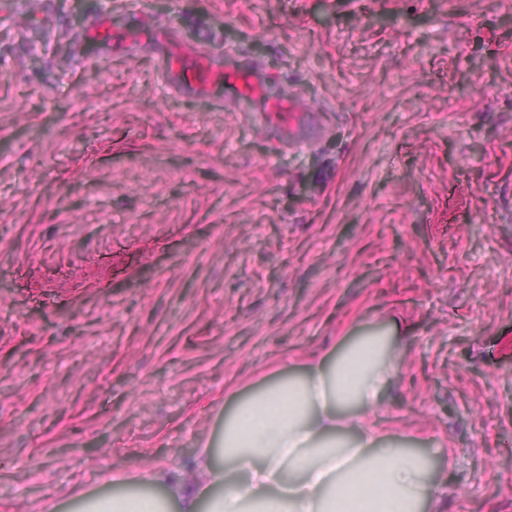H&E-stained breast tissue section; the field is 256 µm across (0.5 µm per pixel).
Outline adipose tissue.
Instances as JSON below:
<instances>
[{"instance_id": "ef3b65f1", "label": "adipose tissue", "mask_w": 512, "mask_h": 512, "mask_svg": "<svg viewBox=\"0 0 512 512\" xmlns=\"http://www.w3.org/2000/svg\"><path fill=\"white\" fill-rule=\"evenodd\" d=\"M402 359L364 339L282 360L278 381L249 393L227 384L220 438L201 442L188 469L113 472L118 493H80L73 512H430L442 485L377 421Z\"/></svg>"}]
</instances>
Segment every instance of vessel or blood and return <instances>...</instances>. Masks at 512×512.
<instances>
[{
	"label": "vessel or blood",
	"instance_id": "obj_1",
	"mask_svg": "<svg viewBox=\"0 0 512 512\" xmlns=\"http://www.w3.org/2000/svg\"><path fill=\"white\" fill-rule=\"evenodd\" d=\"M84 40L100 55L131 56L142 47L151 48L177 94L224 93L279 144L303 145L322 130L320 113L301 111L295 102L277 96L276 82L260 62L242 52L218 47L209 30H201L198 40L187 45L167 27L143 24L134 28L126 19L95 13L86 20Z\"/></svg>",
	"mask_w": 512,
	"mask_h": 512
}]
</instances>
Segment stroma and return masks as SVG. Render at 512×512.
I'll return each instance as SVG.
<instances>
[{
    "label": "stroma",
    "instance_id": "35a3bbf8",
    "mask_svg": "<svg viewBox=\"0 0 512 512\" xmlns=\"http://www.w3.org/2000/svg\"><path fill=\"white\" fill-rule=\"evenodd\" d=\"M114 2L0 0V512L179 466L226 383L375 330L441 512H512V0H122L330 112L303 147L86 60Z\"/></svg>",
    "mask_w": 512,
    "mask_h": 512
}]
</instances>
